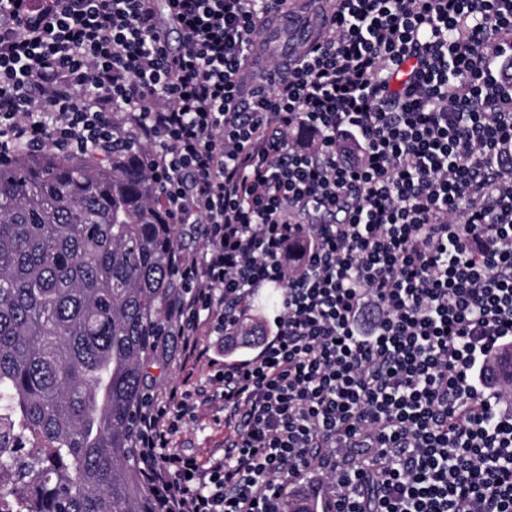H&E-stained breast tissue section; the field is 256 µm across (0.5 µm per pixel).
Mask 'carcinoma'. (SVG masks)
I'll use <instances>...</instances> for the list:
<instances>
[{
  "label": "carcinoma",
  "mask_w": 512,
  "mask_h": 512,
  "mask_svg": "<svg viewBox=\"0 0 512 512\" xmlns=\"http://www.w3.org/2000/svg\"><path fill=\"white\" fill-rule=\"evenodd\" d=\"M174 247L134 147L0 167V512H151L128 428Z\"/></svg>",
  "instance_id": "carcinoma-1"
}]
</instances>
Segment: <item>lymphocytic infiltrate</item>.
Returning <instances> with one entry per match:
<instances>
[{"instance_id":"1","label":"lymphocytic infiltrate","mask_w":512,"mask_h":512,"mask_svg":"<svg viewBox=\"0 0 512 512\" xmlns=\"http://www.w3.org/2000/svg\"><path fill=\"white\" fill-rule=\"evenodd\" d=\"M326 2L289 67L255 39L286 0H0V166L145 148L201 242L162 320L186 375L280 292L213 376L223 456L171 451L180 386L140 400L153 512H282L306 472L327 512H512V0ZM279 307V293L275 290H267L264 292L259 298H257L252 306V311H250L251 318L258 319L262 323H265L267 318L272 317L276 314ZM255 319H251V321L257 322Z\"/></svg>"}]
</instances>
